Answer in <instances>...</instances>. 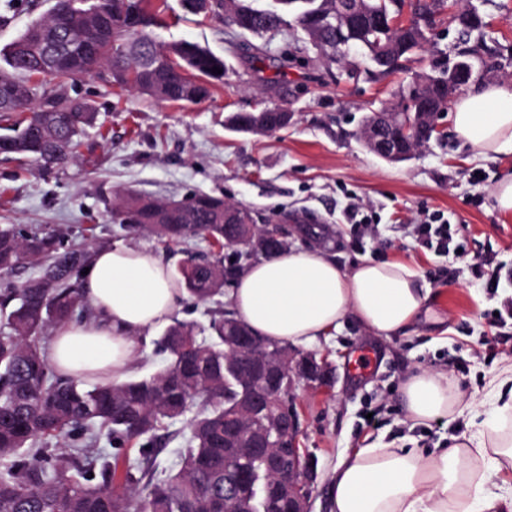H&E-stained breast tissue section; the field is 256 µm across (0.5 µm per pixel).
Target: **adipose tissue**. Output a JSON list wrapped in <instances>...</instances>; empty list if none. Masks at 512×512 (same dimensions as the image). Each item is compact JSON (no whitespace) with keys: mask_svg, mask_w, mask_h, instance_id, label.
Segmentation results:
<instances>
[{"mask_svg":"<svg viewBox=\"0 0 512 512\" xmlns=\"http://www.w3.org/2000/svg\"><path fill=\"white\" fill-rule=\"evenodd\" d=\"M455 132L480 157L512 152V82H492L458 96ZM94 316L57 326L47 348L60 374L124 383L139 336L167 322L182 291L152 253L97 250L82 281ZM427 290L417 271L398 261L341 268L318 249L294 247L249 266L229 298L239 318L271 340L309 345L330 336L346 317L370 333L391 336L411 326ZM409 419L426 422L462 414L463 395L441 373L410 375L401 390ZM483 432L429 454L407 448L365 447L339 459L330 485L336 512H512V491L485 496L486 475L472 472L474 456L493 445L512 460V400L496 404ZM493 442H486L484 431Z\"/></svg>","mask_w":512,"mask_h":512,"instance_id":"adipose-tissue-1","label":"adipose tissue"}]
</instances>
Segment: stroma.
I'll return each instance as SVG.
<instances>
[{"label":"stroma","instance_id":"obj_1","mask_svg":"<svg viewBox=\"0 0 512 512\" xmlns=\"http://www.w3.org/2000/svg\"><path fill=\"white\" fill-rule=\"evenodd\" d=\"M54 0H0V47L45 15ZM485 22L479 40L490 51L489 81L512 80V0H470ZM164 25L157 41L206 46L223 57L228 71L209 99L193 105L167 103L137 90L119 91L87 77L66 93L96 114L62 169L0 156V224L27 232L61 229L67 245L100 240L153 253L178 274L192 255L210 250L190 240L167 245L113 223L109 210L134 191L165 201L208 194L259 214L293 218L291 239L319 249L345 269L362 260L399 261L418 270L428 290L417 321L403 332L377 336L347 317L312 351L327 356L334 384L323 393L296 391L302 447L318 459L312 512H334L330 479L339 457L363 447H445L451 438L477 430L473 414L454 421L412 422L401 402L411 374L439 372L459 387L479 412L491 408L486 382L512 359V213L500 212L493 190L512 174V154L473 157L442 120L444 136L431 140L411 160L391 164L356 138L361 119L396 102L400 85L433 64L455 58L460 45L452 20L459 6L448 0L436 17L435 34L403 71L389 76L321 61L300 33L288 28L264 38L242 34L217 20L182 11L179 0H152ZM284 106L288 129L264 135L226 127L235 112ZM372 217L368 229L351 223V208ZM448 220L449 249L422 243L415 228L425 218ZM491 259L500 270L497 287H486L471 266ZM373 351L374 367L356 376L353 359ZM376 414L368 424L367 414ZM189 417L168 422L165 445L153 461L157 474L175 467L186 446Z\"/></svg>","mask_w":512,"mask_h":512}]
</instances>
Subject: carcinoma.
Masks as SVG:
<instances>
[{
  "mask_svg": "<svg viewBox=\"0 0 512 512\" xmlns=\"http://www.w3.org/2000/svg\"><path fill=\"white\" fill-rule=\"evenodd\" d=\"M254 0H182L185 12L222 18L242 33L263 35L287 24L293 16L326 61L339 58L341 46L353 44L364 51L372 73L389 75L423 48L425 30L444 7V0H365L362 28L351 31L336 23V0H273L260 8ZM70 11L78 41L51 26V15L34 21L16 39L0 49V154L29 158L44 167L66 165L77 140L94 123L95 115L62 92L44 88L50 78L62 88L69 82L95 76L93 64L109 70L107 83L136 88L166 102L197 103L217 80L212 68L226 69L224 59L192 42L164 46L155 40L150 0H55ZM408 9L414 23L394 32L381 25V17ZM476 28L458 24L460 43L468 46L472 62L485 64L481 46L469 45ZM42 37L65 55L59 68H38L30 55L34 40ZM448 68L415 80V93L427 94L444 81ZM50 101L55 112L36 113L35 100ZM278 108L263 112H236L230 126L255 133L261 127L277 131ZM114 221L136 232H147L168 243L203 239L221 251L189 260L180 272L178 287L205 301L224 295V287L242 270L225 266L224 252L236 253L242 265L259 257L248 255L237 241L236 226L224 222V200L197 194L180 210L129 193L112 211ZM88 248L65 249L61 233L36 229L26 235L10 224L0 225V512H224V479L234 478L229 466L250 472L252 479L236 486L243 512H286L288 503L264 493L261 458L229 442L224 427L242 420L246 426L261 420L264 408L248 416L240 412L249 397H285L282 379L261 373L262 390L249 389L238 373L234 355L224 350L235 342L226 311L213 316L207 329L176 321L158 344L170 355L155 373L131 378L120 386L99 383L88 389L78 379L52 372L41 347L51 327L84 318L86 300L80 273L90 263ZM39 268L38 277L15 284L9 280L21 265ZM200 410L190 421L189 446L180 469L165 480L139 489L141 479L126 469L117 491L118 461L95 448L106 433L120 449L132 438L143 437L144 465L156 455V432L164 420L183 416L194 406Z\"/></svg>",
  "mask_w": 512,
  "mask_h": 512,
  "instance_id": "1",
  "label": "carcinoma"
}]
</instances>
